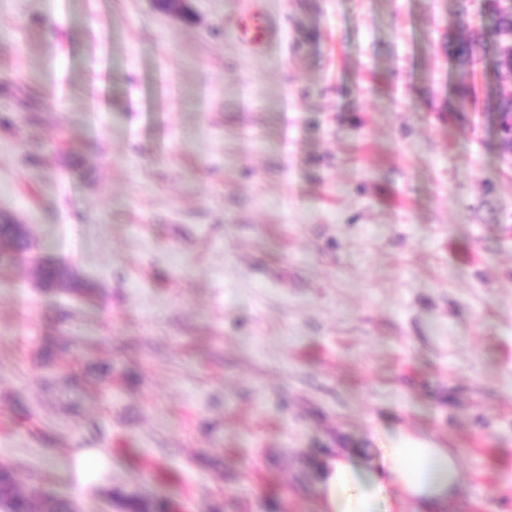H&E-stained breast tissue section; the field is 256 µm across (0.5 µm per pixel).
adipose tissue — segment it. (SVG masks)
<instances>
[{
    "label": "adipose tissue",
    "mask_w": 512,
    "mask_h": 512,
    "mask_svg": "<svg viewBox=\"0 0 512 512\" xmlns=\"http://www.w3.org/2000/svg\"><path fill=\"white\" fill-rule=\"evenodd\" d=\"M461 481L454 451L401 435L376 449L368 465L347 456L329 461L318 489L325 512H403L409 501L441 512Z\"/></svg>",
    "instance_id": "1"
}]
</instances>
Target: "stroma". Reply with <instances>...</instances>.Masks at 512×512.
Returning a JSON list of instances; mask_svg holds the SVG:
<instances>
[{
	"label": "stroma",
	"mask_w": 512,
	"mask_h": 512,
	"mask_svg": "<svg viewBox=\"0 0 512 512\" xmlns=\"http://www.w3.org/2000/svg\"><path fill=\"white\" fill-rule=\"evenodd\" d=\"M190 7L0 0V465L66 512H322L400 429L460 455L444 512H512V152L446 48L479 0ZM238 31L240 40L253 48L260 47L270 36L266 18L259 9H253L241 15ZM96 455H98L96 450H87L77 456L72 465H68L62 469V475L66 478L72 479L73 490L78 491L88 483V480L92 475L84 465V458L86 456Z\"/></svg>",
	"instance_id": "stroma-1"
}]
</instances>
